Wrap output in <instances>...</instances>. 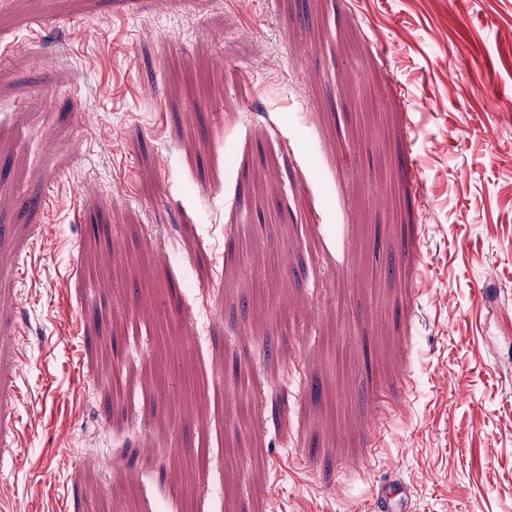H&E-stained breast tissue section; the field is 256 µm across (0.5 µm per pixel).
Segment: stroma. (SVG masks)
Wrapping results in <instances>:
<instances>
[{
  "label": "stroma",
  "mask_w": 512,
  "mask_h": 512,
  "mask_svg": "<svg viewBox=\"0 0 512 512\" xmlns=\"http://www.w3.org/2000/svg\"><path fill=\"white\" fill-rule=\"evenodd\" d=\"M509 97L512 0H0V494L512 512ZM393 498H397L399 511L396 512L412 511L409 506V497L406 487L402 483L394 481L379 484L372 496L369 510L372 512H390L387 510Z\"/></svg>",
  "instance_id": "35a3bbf8"
}]
</instances>
